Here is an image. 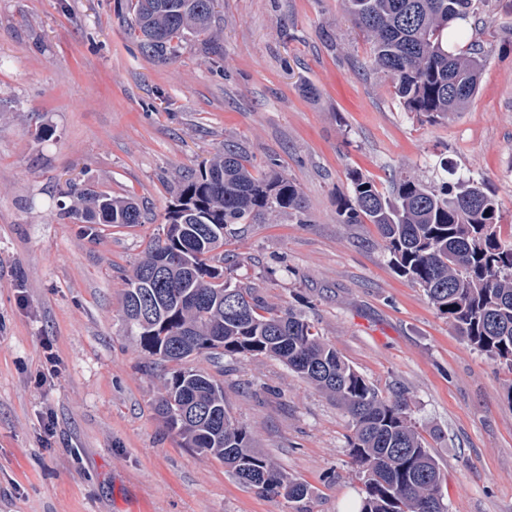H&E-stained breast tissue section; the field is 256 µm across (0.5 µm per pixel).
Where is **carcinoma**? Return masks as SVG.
<instances>
[{
    "label": "carcinoma",
    "instance_id": "cac0c4a2",
    "mask_svg": "<svg viewBox=\"0 0 512 512\" xmlns=\"http://www.w3.org/2000/svg\"><path fill=\"white\" fill-rule=\"evenodd\" d=\"M479 0H343L390 77L403 107L437 122L477 93L483 51L448 53V25L478 10ZM131 31L141 52L171 60L189 36L214 34L213 0H131ZM337 204L338 222L368 221L380 230L396 270L423 288L457 335L512 367V236L500 234L498 203L479 182L426 186L393 178L390 195L358 171ZM163 236L150 241L125 277L123 322L152 364L163 370L156 413L185 448L212 455L260 495L302 502L310 488L255 450L252 434L224 403L223 383L186 366L204 352L275 358L340 403L352 419V458L363 474L358 512H447L443 476L412 423L408 400H391L325 343L291 308L270 305L224 276L214 252L236 224L303 215L297 186L271 168L258 175L240 147L216 150L197 176L173 189ZM64 214L80 224L131 227L143 222L133 196L91 186L73 192ZM153 302L154 317L140 318Z\"/></svg>",
    "mask_w": 512,
    "mask_h": 512
}]
</instances>
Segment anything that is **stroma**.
Instances as JSON below:
<instances>
[{"label":"stroma","instance_id":"stroma-1","mask_svg":"<svg viewBox=\"0 0 512 512\" xmlns=\"http://www.w3.org/2000/svg\"><path fill=\"white\" fill-rule=\"evenodd\" d=\"M215 36L144 55L128 0H0V512H297L182 447L155 413L159 372L121 319L124 277L172 189L227 143L276 161L305 223L224 240L225 275L311 322L385 398L403 393L448 512H512V368L456 335L401 277L375 225L341 224L359 171L486 183L512 232V0L467 23L478 93L432 123L375 72L342 0H217ZM136 195L144 223L64 216L70 189ZM224 401L255 448L309 485V512H356L350 417L269 357H224Z\"/></svg>","mask_w":512,"mask_h":512}]
</instances>
